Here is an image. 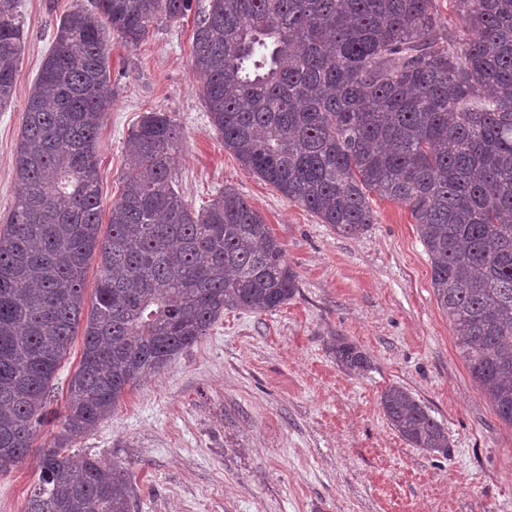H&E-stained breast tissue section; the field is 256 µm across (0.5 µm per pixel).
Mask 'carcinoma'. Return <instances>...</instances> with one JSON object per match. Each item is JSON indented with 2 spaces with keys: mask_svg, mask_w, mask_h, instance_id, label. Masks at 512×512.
Masks as SVG:
<instances>
[{
  "mask_svg": "<svg viewBox=\"0 0 512 512\" xmlns=\"http://www.w3.org/2000/svg\"><path fill=\"white\" fill-rule=\"evenodd\" d=\"M191 2L69 10L23 109L16 201L0 228V470L29 454L85 323L62 431L39 454L25 512H132L127 470L75 464L67 445L224 312H273L298 292L283 243L235 188L198 210L175 188L180 129L164 112L128 135L139 171L100 236L110 35L135 47ZM455 2L461 40L440 32L432 0H209L193 63L224 149L288 201L350 236L373 224L370 193L408 207L461 357L512 426V0ZM23 45L18 0H0L1 108ZM333 350L350 374L370 367L345 337ZM380 405L409 445L448 454V431L407 388L389 387Z\"/></svg>",
  "mask_w": 512,
  "mask_h": 512,
  "instance_id": "obj_1",
  "label": "carcinoma"
}]
</instances>
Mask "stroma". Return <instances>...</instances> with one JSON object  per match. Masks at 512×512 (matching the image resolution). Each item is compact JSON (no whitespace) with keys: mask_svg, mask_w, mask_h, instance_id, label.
Wrapping results in <instances>:
<instances>
[{"mask_svg":"<svg viewBox=\"0 0 512 512\" xmlns=\"http://www.w3.org/2000/svg\"><path fill=\"white\" fill-rule=\"evenodd\" d=\"M77 0H19L24 47L10 104L0 109V221L15 200L13 157L23 108L60 17ZM160 24L137 47L110 42L112 109L98 136L104 209L132 163L125 141L141 117L167 113L183 129L172 174L200 207L230 185L269 224L298 275L277 311L225 312L160 374L129 389L111 416L76 440L72 458L127 468L133 512H512V427L459 354L431 286V264L407 207L371 196L374 222L344 236L243 169L212 129L192 66L199 10ZM369 356L340 370L329 339ZM73 336L52 382L53 421L22 463L0 471V512H25L37 449L61 428L82 355ZM411 390L448 431L447 454L410 446L380 395Z\"/></svg>","mask_w":512,"mask_h":512,"instance_id":"1","label":"stroma"}]
</instances>
